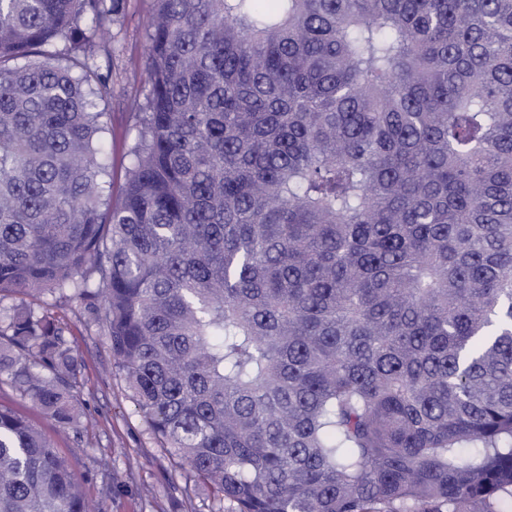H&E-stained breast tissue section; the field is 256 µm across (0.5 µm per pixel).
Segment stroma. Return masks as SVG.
I'll return each instance as SVG.
<instances>
[{"instance_id": "35a3bbf8", "label": "stroma", "mask_w": 512, "mask_h": 512, "mask_svg": "<svg viewBox=\"0 0 512 512\" xmlns=\"http://www.w3.org/2000/svg\"><path fill=\"white\" fill-rule=\"evenodd\" d=\"M152 8L153 0H126L124 16L113 28V41L96 57L114 87L101 109L111 117L104 140L112 153L111 180L116 190L124 181L125 152L137 133L129 103L143 99L148 91L144 21ZM54 314L64 323L79 360L82 425H57L5 384H0V405L27 416L71 460L89 512H213L212 492L202 486L186 492V477L173 472L165 452L146 432L112 368L108 345L87 326L78 305L55 309Z\"/></svg>"}]
</instances>
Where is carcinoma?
I'll use <instances>...</instances> for the list:
<instances>
[{"instance_id":"1","label":"carcinoma","mask_w":512,"mask_h":512,"mask_svg":"<svg viewBox=\"0 0 512 512\" xmlns=\"http://www.w3.org/2000/svg\"><path fill=\"white\" fill-rule=\"evenodd\" d=\"M0 0V383L76 427L81 305L217 512H512V0ZM0 512H86L0 406ZM153 8V0H127L124 17L111 30L112 39L102 47L96 57L101 72L111 75L113 93L101 103L100 109L111 117L109 131L104 140L112 152L111 169L112 203L118 200L124 181V156L136 137V119L128 103L143 100L148 92L145 81L144 61L147 42L144 21Z\"/></svg>"}]
</instances>
